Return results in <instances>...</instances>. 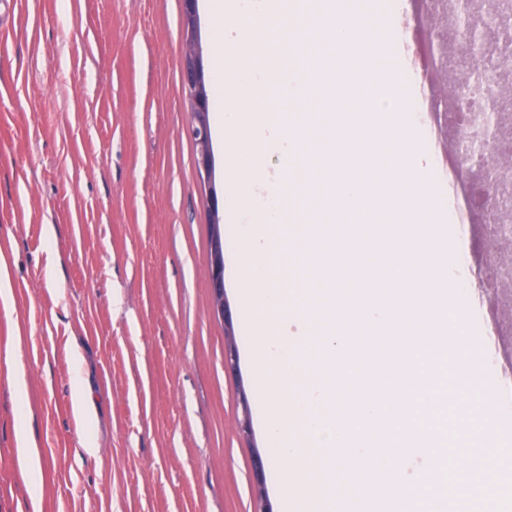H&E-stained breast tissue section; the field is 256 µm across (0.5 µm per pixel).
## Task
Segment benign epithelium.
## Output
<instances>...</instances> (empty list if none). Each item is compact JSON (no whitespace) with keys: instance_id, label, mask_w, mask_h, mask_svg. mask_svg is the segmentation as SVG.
Segmentation results:
<instances>
[{"instance_id":"7a95c632","label":"benign epithelium","mask_w":512,"mask_h":512,"mask_svg":"<svg viewBox=\"0 0 512 512\" xmlns=\"http://www.w3.org/2000/svg\"><path fill=\"white\" fill-rule=\"evenodd\" d=\"M184 22V63L182 89L191 108L186 132L195 146V166L198 179L208 187L203 197V205L211 216L212 243L210 247L209 281L212 313L224 321L226 335H232L230 317L224 303V257L220 239L219 200L214 187V161L212 140L208 118V90L201 66L198 24L195 10L196 0H182ZM457 20L466 33V41L471 43L468 54L478 56L483 67L472 70L474 74L486 75V65L498 70L512 67V0H496L494 11L495 27L502 42H492L485 34L477 33L472 24L476 13L473 0H456ZM460 113L467 117L461 124L458 134L461 164L465 173H470L468 164L475 163L483 182L496 191L491 209L487 210L489 222L500 232L507 231L500 224L504 211L512 209V167L502 163V159L512 154V146L503 143V130L500 123L483 122L476 125L475 114L490 110L502 114L505 107L512 104V98L499 91H480L468 82L452 86L446 90Z\"/></svg>"}]
</instances>
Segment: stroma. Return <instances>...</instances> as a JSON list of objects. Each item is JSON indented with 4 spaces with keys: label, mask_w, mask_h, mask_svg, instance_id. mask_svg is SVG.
<instances>
[{
    "label": "stroma",
    "mask_w": 512,
    "mask_h": 512,
    "mask_svg": "<svg viewBox=\"0 0 512 512\" xmlns=\"http://www.w3.org/2000/svg\"><path fill=\"white\" fill-rule=\"evenodd\" d=\"M374 26L413 36L429 0L398 11L362 0ZM198 35L210 105L222 82L209 0ZM181 0H18L0 16V512H263L278 476L255 458L271 443L248 353L251 314L232 273L242 219L220 207L224 297L234 334L211 312L210 219L200 201L182 92ZM470 302L492 323L482 253L491 189L450 183ZM234 344L236 369L224 365ZM248 396L251 439L237 429ZM86 398L93 420L75 411ZM27 426L45 462L20 460ZM95 454H88V447Z\"/></svg>",
    "instance_id": "obj_1"
}]
</instances>
